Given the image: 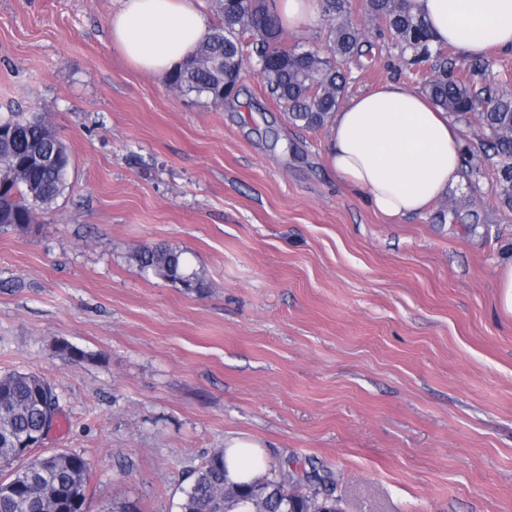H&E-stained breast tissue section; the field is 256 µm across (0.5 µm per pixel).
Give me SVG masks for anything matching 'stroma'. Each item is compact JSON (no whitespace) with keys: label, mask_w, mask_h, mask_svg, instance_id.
<instances>
[{"label":"stroma","mask_w":512,"mask_h":512,"mask_svg":"<svg viewBox=\"0 0 512 512\" xmlns=\"http://www.w3.org/2000/svg\"><path fill=\"white\" fill-rule=\"evenodd\" d=\"M117 6L0 0V116L48 113L70 154L63 195L0 231V373L43 378L63 420L38 454L90 462L89 512H180L229 437L316 467L342 512H512L495 165L388 220L327 166L328 130L267 97L253 42L245 93L217 106L128 65ZM370 42L348 96L421 90L407 56ZM155 244L204 288L144 275L129 254Z\"/></svg>","instance_id":"1"}]
</instances>
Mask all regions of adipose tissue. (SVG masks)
Returning <instances> with one entry per match:
<instances>
[{
	"mask_svg": "<svg viewBox=\"0 0 512 512\" xmlns=\"http://www.w3.org/2000/svg\"><path fill=\"white\" fill-rule=\"evenodd\" d=\"M435 43L478 56L488 43L512 52V0H410ZM113 46L135 68L160 77L179 70L211 29L194 0H119L108 20ZM462 141L447 112L402 83L354 96L330 125L329 166L364 192L372 209L401 219L425 212L461 180ZM224 469L241 483L268 466L259 444L224 442Z\"/></svg>",
	"mask_w": 512,
	"mask_h": 512,
	"instance_id": "ef3b65f1",
	"label": "adipose tissue"
}]
</instances>
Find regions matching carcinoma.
I'll use <instances>...</instances> for the list:
<instances>
[{
	"mask_svg": "<svg viewBox=\"0 0 512 512\" xmlns=\"http://www.w3.org/2000/svg\"><path fill=\"white\" fill-rule=\"evenodd\" d=\"M326 25V53L288 45L278 14L269 0H215L218 26L184 67L167 78L170 88L205 96L214 104L237 93L245 66L242 42L255 39V65L262 84L288 121L306 129L330 123L347 93L345 68L364 54L369 36L389 38L401 52L410 51L412 75L434 104L458 120L475 117L487 141L478 150L496 160L499 199L512 208V96L478 84L488 63L470 61L466 74L448 66L449 45H435L428 24L397 0H363L369 26L350 19L347 0H319ZM276 62L267 67L264 59ZM70 157L42 112H12L0 117V176L9 186L0 194V228L24 231L36 222L37 209L51 206L68 187ZM131 259L139 270L187 288L203 279L189 270L183 252L165 245L140 246ZM52 387L40 376L18 371L0 374V464L12 465L22 441L36 434L52 401ZM89 463L66 452L37 456L0 483V512H86ZM182 512H278L288 496L299 495V512H337L336 500L317 473L300 477L279 465L237 485L224 478V449L215 450L193 472L184 490Z\"/></svg>",
	"mask_w": 512,
	"mask_h": 512,
	"instance_id": "carcinoma-1",
	"label": "carcinoma"
}]
</instances>
